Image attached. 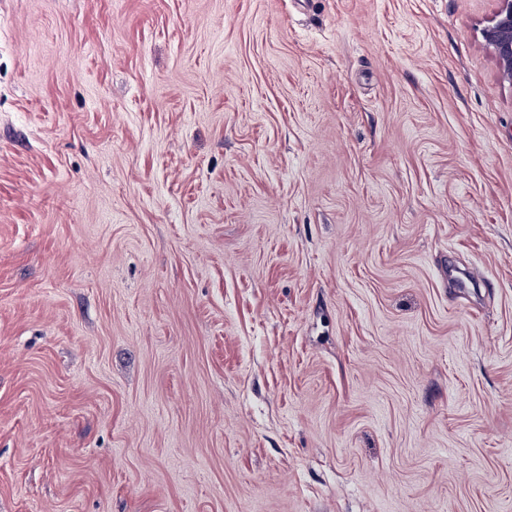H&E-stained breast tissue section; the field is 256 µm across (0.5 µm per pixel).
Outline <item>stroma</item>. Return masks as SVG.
<instances>
[{
    "label": "stroma",
    "mask_w": 512,
    "mask_h": 512,
    "mask_svg": "<svg viewBox=\"0 0 512 512\" xmlns=\"http://www.w3.org/2000/svg\"><path fill=\"white\" fill-rule=\"evenodd\" d=\"M495 6L0 0V512H512Z\"/></svg>",
    "instance_id": "stroma-1"
}]
</instances>
